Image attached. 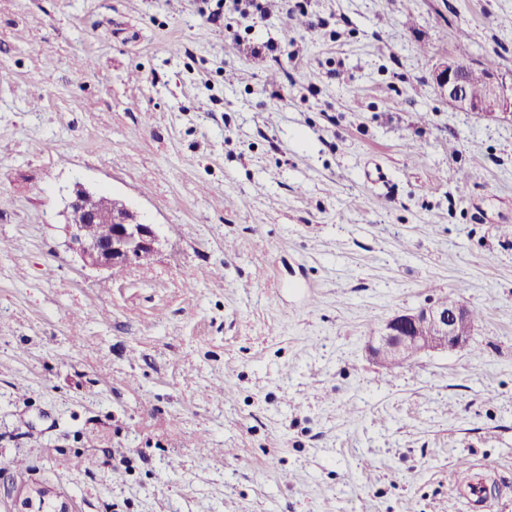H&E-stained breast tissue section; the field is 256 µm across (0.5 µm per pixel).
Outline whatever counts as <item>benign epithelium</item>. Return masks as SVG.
<instances>
[{
    "instance_id": "benign-epithelium-1",
    "label": "benign epithelium",
    "mask_w": 512,
    "mask_h": 512,
    "mask_svg": "<svg viewBox=\"0 0 512 512\" xmlns=\"http://www.w3.org/2000/svg\"><path fill=\"white\" fill-rule=\"evenodd\" d=\"M468 61L450 56L437 73L436 81L448 98V104L460 112L512 121V81H504L496 70L487 76L486 96H471L467 85ZM90 191L77 185L69 193L66 214L68 243L80 259L98 269L112 270L115 265L128 266L149 258L156 250L158 235L154 225L140 221L123 203L111 198L96 210L83 206ZM91 224H110L112 233L100 239L89 233ZM470 315L462 302H441L412 313L394 315L385 320L369 337L366 351L383 365L390 357L448 351L466 346L469 337L459 333V324ZM18 512H72L67 502L55 492L39 488L25 494Z\"/></svg>"
}]
</instances>
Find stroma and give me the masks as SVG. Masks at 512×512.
Returning a JSON list of instances; mask_svg holds the SVG:
<instances>
[{
  "label": "stroma",
  "mask_w": 512,
  "mask_h": 512,
  "mask_svg": "<svg viewBox=\"0 0 512 512\" xmlns=\"http://www.w3.org/2000/svg\"><path fill=\"white\" fill-rule=\"evenodd\" d=\"M200 6L0 0V512H512V122L435 81L512 77V0ZM77 184L153 257L84 265ZM447 296L466 347L368 356ZM261 0H218L217 10L212 11L208 18L212 21H218L224 18V15L237 16L241 19H249L254 15L265 16L267 9ZM494 60H487L484 68H470L468 61L448 56L437 73L436 81L448 98V103L461 112L507 119L512 121V78L509 84L504 81L495 69H491L487 76L486 96L477 99L472 94L480 95L484 91L487 68L495 66ZM483 483H469L468 490L463 494L464 505L469 512L491 510L493 505L487 497ZM21 507L18 512H72L66 501H59L54 491L44 487L27 492Z\"/></svg>",
  "instance_id": "35a3bbf8"
}]
</instances>
